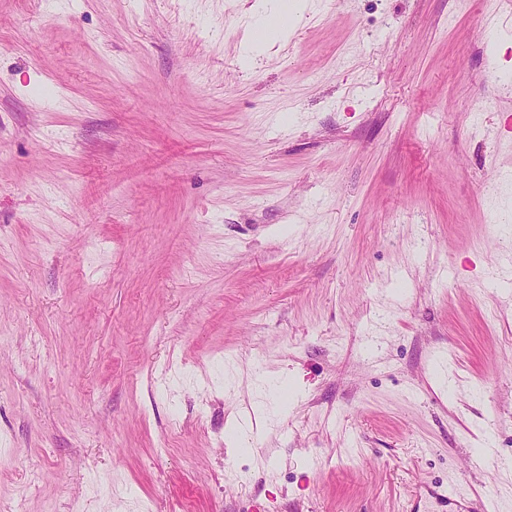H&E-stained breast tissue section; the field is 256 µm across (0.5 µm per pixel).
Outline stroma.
Wrapping results in <instances>:
<instances>
[{
  "label": "stroma",
  "instance_id": "35a3bbf8",
  "mask_svg": "<svg viewBox=\"0 0 512 512\" xmlns=\"http://www.w3.org/2000/svg\"><path fill=\"white\" fill-rule=\"evenodd\" d=\"M254 2L0 0V512H512L499 0ZM307 7V1L257 0L254 13L261 22L244 47L245 57L254 61L255 55L264 48L286 39L292 29L289 25L301 18ZM260 32L265 33L259 36ZM423 500H434L442 507H446L442 512H489L497 511V504L482 503L477 505L461 497L457 491L443 483H420L417 487L415 497L410 512H424L420 510Z\"/></svg>",
  "mask_w": 512,
  "mask_h": 512
}]
</instances>
